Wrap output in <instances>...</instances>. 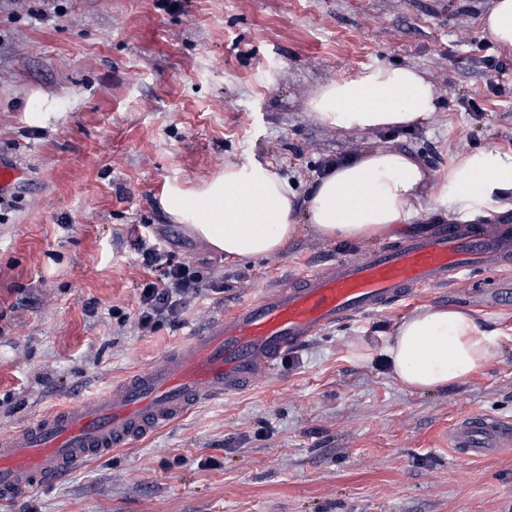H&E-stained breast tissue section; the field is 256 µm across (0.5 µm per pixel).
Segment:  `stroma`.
<instances>
[{
	"label": "stroma",
	"mask_w": 512,
	"mask_h": 512,
	"mask_svg": "<svg viewBox=\"0 0 512 512\" xmlns=\"http://www.w3.org/2000/svg\"><path fill=\"white\" fill-rule=\"evenodd\" d=\"M493 0H0V159L25 169L0 203V433L158 359L213 317L350 242L301 225L285 252L224 257L174 221L169 187L226 165L271 166L298 196L325 161L377 147L431 178L461 152L512 149V51L484 31ZM382 64L425 72L436 112L409 129L344 131L308 108L326 81ZM53 103L50 112L40 104ZM161 247L214 289L179 325L141 335L134 243ZM475 312L500 351L433 392L382 355L416 309ZM512 423V299L472 282L327 329L266 383L203 404L0 512H512V448L481 460L448 430Z\"/></svg>",
	"instance_id": "stroma-1"
}]
</instances>
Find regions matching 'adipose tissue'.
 <instances>
[{"label": "adipose tissue", "instance_id": "adipose-tissue-1", "mask_svg": "<svg viewBox=\"0 0 512 512\" xmlns=\"http://www.w3.org/2000/svg\"><path fill=\"white\" fill-rule=\"evenodd\" d=\"M309 108L336 129L405 127L435 112L437 92L415 67L378 65L325 82ZM162 204L213 250L242 260L270 258L287 250L304 224L324 239L359 242L426 209L452 207L470 220L510 210L512 152L471 149L433 182L414 156L378 148L327 167L302 200L270 168L232 164L198 189L170 190ZM498 349V333L473 314L438 305L406 317L383 353L405 388L435 391L473 375Z\"/></svg>", "mask_w": 512, "mask_h": 512}]
</instances>
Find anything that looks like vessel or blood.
I'll return each mask as SVG.
<instances>
[{
	"instance_id": "obj_1",
	"label": "vessel or blood",
	"mask_w": 512,
	"mask_h": 512,
	"mask_svg": "<svg viewBox=\"0 0 512 512\" xmlns=\"http://www.w3.org/2000/svg\"><path fill=\"white\" fill-rule=\"evenodd\" d=\"M492 267H512V228L490 232L455 222L266 287L112 387L1 433L0 502L57 482L204 402L255 387L288 352L339 323L388 312L419 291L460 279L496 286L487 274ZM448 445L469 459L486 457L512 447V426L473 414L453 425Z\"/></svg>"
}]
</instances>
